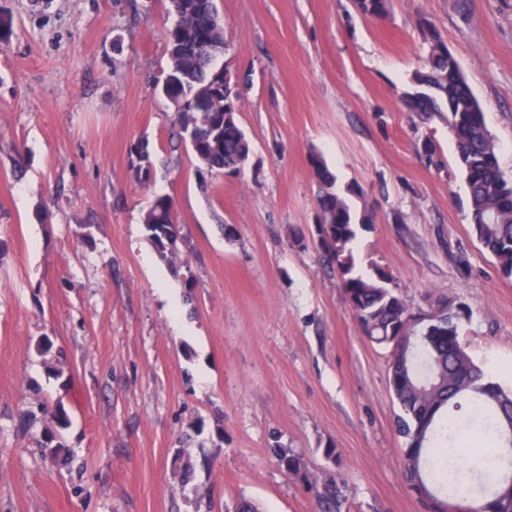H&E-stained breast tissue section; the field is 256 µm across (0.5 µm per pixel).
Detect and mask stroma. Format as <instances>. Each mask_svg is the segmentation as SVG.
<instances>
[{
	"mask_svg": "<svg viewBox=\"0 0 512 512\" xmlns=\"http://www.w3.org/2000/svg\"><path fill=\"white\" fill-rule=\"evenodd\" d=\"M215 3L223 67L253 79L239 176L200 172L157 92L168 0H0V512H224L242 496L263 512H319L276 442L316 472L335 445L346 512H420L388 353L362 334L312 236L314 151L365 191L362 264L413 307L464 302L468 351L512 383V278L471 233L446 127L418 124L402 101L425 18L512 178V0H390L383 20L351 0ZM427 135L442 167L415 150ZM139 142L147 186L131 166ZM157 192L175 201L193 290L155 277L163 262L142 221ZM45 338L65 359L60 377L37 350ZM38 398L70 415L63 458L41 448L43 418L19 425Z\"/></svg>",
	"mask_w": 512,
	"mask_h": 512,
	"instance_id": "1",
	"label": "stroma"
}]
</instances>
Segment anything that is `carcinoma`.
Instances as JSON below:
<instances>
[{"mask_svg":"<svg viewBox=\"0 0 512 512\" xmlns=\"http://www.w3.org/2000/svg\"><path fill=\"white\" fill-rule=\"evenodd\" d=\"M363 16L382 20L387 0H352ZM175 22L168 29V61L160 95L174 109L175 123L204 170L240 174L250 155V141L237 118L242 90L250 74L234 77L218 66L226 42L224 28L214 24L215 0H169ZM426 54L412 76L413 91L405 103L423 124L442 122L456 150V163L468 190L471 231L507 278L512 277V179L505 177L484 110L457 62H448V45L423 18ZM420 156L438 163L436 142L429 136ZM321 186L315 225L323 261L337 276L362 333L389 351L388 381L400 413L396 428L404 439L403 471L421 512H449L452 499L467 498L471 482L480 480L478 507L470 512H512V386L487 372L468 352L461 329L470 319L465 303L437 299L429 305L430 329L416 338L398 335L413 308L388 287L381 268L363 269L355 245L371 216L358 208L357 185L337 186V177L318 152L310 154ZM143 224L159 257L179 272L181 227L174 199L156 192ZM467 414L459 415L458 411ZM48 422L46 444L61 448L70 418L64 408L46 400L37 411ZM272 453L288 474L314 493L321 512H342L344 498L336 474L318 476L293 450L276 443Z\"/></svg>","mask_w":512,"mask_h":512,"instance_id":"carcinoma-1","label":"carcinoma"}]
</instances>
